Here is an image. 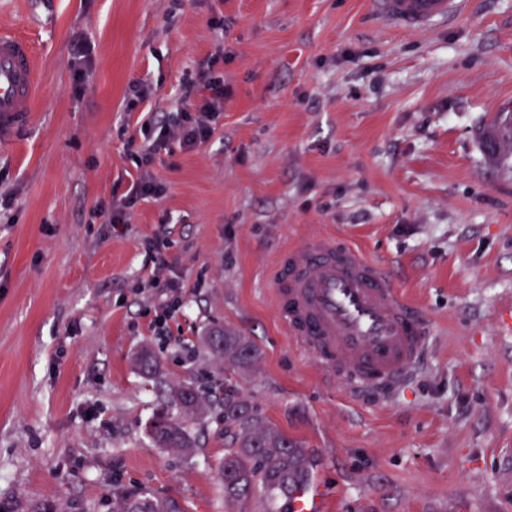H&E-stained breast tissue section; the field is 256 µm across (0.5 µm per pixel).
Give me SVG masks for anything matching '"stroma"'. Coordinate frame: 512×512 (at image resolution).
Instances as JSON below:
<instances>
[{"mask_svg":"<svg viewBox=\"0 0 512 512\" xmlns=\"http://www.w3.org/2000/svg\"><path fill=\"white\" fill-rule=\"evenodd\" d=\"M0 25L40 62L29 120L0 136V499L112 512L148 492L224 512L223 420L189 422L190 455L148 432L185 381L249 397L308 455L327 512H512V171L478 139L512 107V0H468L420 31L389 28L371 0H0ZM221 47L230 96L211 138L156 160L164 195L112 226L142 124L182 108ZM138 80L152 94L130 111ZM323 235L385 262L437 326L391 402L353 398L283 330L271 266ZM214 329L258 362L229 372ZM144 249L149 256V261L153 264L151 269V283L155 288H174L175 284L168 280L162 281L161 273L167 268V259L160 247L153 241L144 242Z\"/></svg>","mask_w":512,"mask_h":512,"instance_id":"1","label":"stroma"}]
</instances>
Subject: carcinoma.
Segmentation results:
<instances>
[{"mask_svg":"<svg viewBox=\"0 0 512 512\" xmlns=\"http://www.w3.org/2000/svg\"><path fill=\"white\" fill-rule=\"evenodd\" d=\"M480 144L490 164L512 166V115L504 112L493 124L479 130ZM211 350L237 371L253 366L258 358L256 346L243 336L213 331L208 336ZM139 370L154 375L159 370L158 357L143 352L137 359ZM216 408L226 425L227 446L220 464L224 487V512H231L236 502L259 496L272 505L290 496L309 475L308 456L271 427L253 403L231 386ZM211 411V406L190 383H180L170 390L163 408L157 411L150 427L154 442L161 448H173L187 454L194 451L186 423ZM112 512H180L168 500L146 493L123 496L113 502Z\"/></svg>","mask_w":512,"mask_h":512,"instance_id":"1","label":"carcinoma"}]
</instances>
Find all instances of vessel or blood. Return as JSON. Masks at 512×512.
I'll return each mask as SVG.
<instances>
[{
    "label": "vessel or blood",
    "mask_w": 512,
    "mask_h": 512,
    "mask_svg": "<svg viewBox=\"0 0 512 512\" xmlns=\"http://www.w3.org/2000/svg\"><path fill=\"white\" fill-rule=\"evenodd\" d=\"M467 0H373L385 22L425 30L458 17ZM38 68L29 41L0 29V133L26 120L37 100ZM273 299L287 334L352 394L383 401L420 370L434 341L422 310L357 246L333 237L291 245L278 258ZM317 481L299 486L289 512H324Z\"/></svg>",
    "instance_id": "b4317fda"
}]
</instances>
